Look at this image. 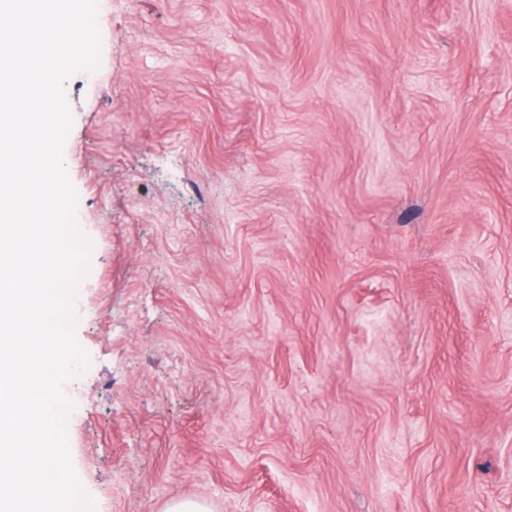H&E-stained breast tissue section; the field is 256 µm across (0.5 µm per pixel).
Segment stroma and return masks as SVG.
<instances>
[{
	"label": "stroma",
	"mask_w": 512,
	"mask_h": 512,
	"mask_svg": "<svg viewBox=\"0 0 512 512\" xmlns=\"http://www.w3.org/2000/svg\"><path fill=\"white\" fill-rule=\"evenodd\" d=\"M98 2L94 512H512V0Z\"/></svg>",
	"instance_id": "1"
}]
</instances>
